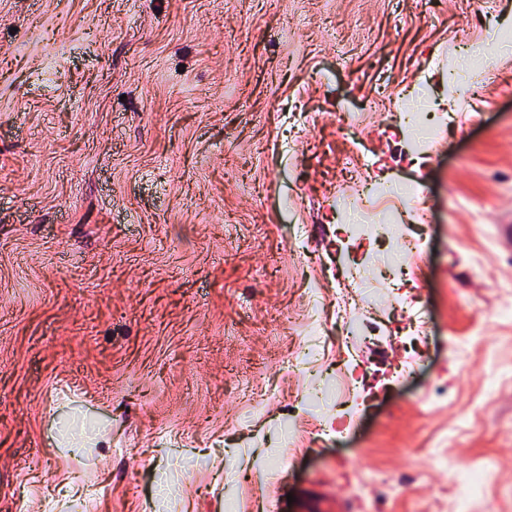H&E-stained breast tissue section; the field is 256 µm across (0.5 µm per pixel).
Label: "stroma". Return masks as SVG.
I'll use <instances>...</instances> for the list:
<instances>
[{
	"label": "stroma",
	"mask_w": 512,
	"mask_h": 512,
	"mask_svg": "<svg viewBox=\"0 0 512 512\" xmlns=\"http://www.w3.org/2000/svg\"><path fill=\"white\" fill-rule=\"evenodd\" d=\"M496 30L512 0H0V512H482L437 496L474 468L512 512ZM369 181L418 192L369 202L361 241L334 204ZM301 347L358 377L349 426Z\"/></svg>",
	"instance_id": "1"
}]
</instances>
